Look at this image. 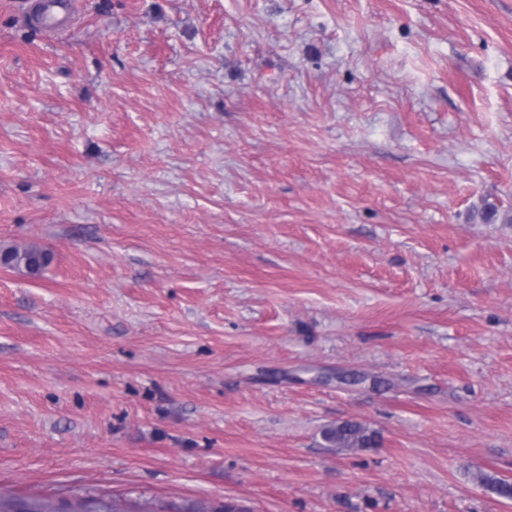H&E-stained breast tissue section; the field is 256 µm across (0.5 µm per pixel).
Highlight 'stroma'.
<instances>
[{"instance_id":"stroma-1","label":"stroma","mask_w":512,"mask_h":512,"mask_svg":"<svg viewBox=\"0 0 512 512\" xmlns=\"http://www.w3.org/2000/svg\"><path fill=\"white\" fill-rule=\"evenodd\" d=\"M18 2L0 490L512 512V0ZM23 16L47 35H53L69 26L74 19L72 0H29L25 2ZM0 258L5 264L23 268L31 275H40L51 264L52 252L36 244L23 247H10L0 250ZM324 440L336 448H372L377 439L374 432L358 422H343L323 432Z\"/></svg>"}]
</instances>
